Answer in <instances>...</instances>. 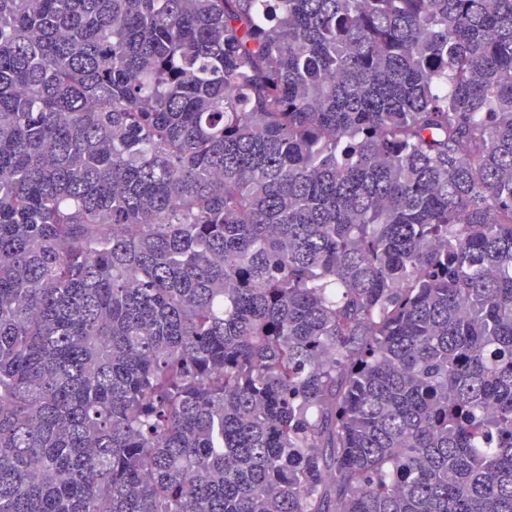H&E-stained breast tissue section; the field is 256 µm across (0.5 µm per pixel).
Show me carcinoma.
<instances>
[{"label": "carcinoma", "instance_id": "obj_1", "mask_svg": "<svg viewBox=\"0 0 512 512\" xmlns=\"http://www.w3.org/2000/svg\"><path fill=\"white\" fill-rule=\"evenodd\" d=\"M0 512H512V0H0Z\"/></svg>", "mask_w": 512, "mask_h": 512}]
</instances>
